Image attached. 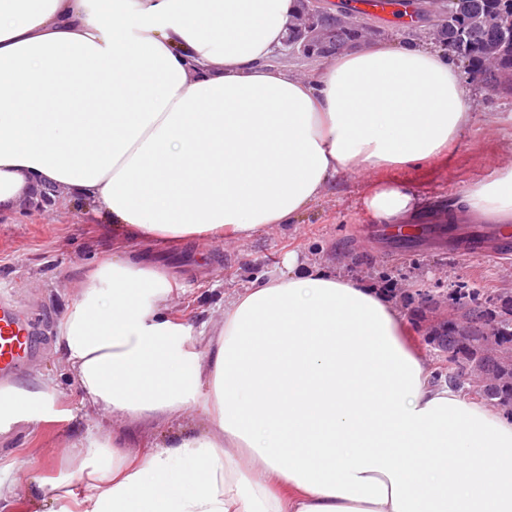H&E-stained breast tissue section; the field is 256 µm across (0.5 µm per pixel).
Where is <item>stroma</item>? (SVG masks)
<instances>
[{
    "mask_svg": "<svg viewBox=\"0 0 512 512\" xmlns=\"http://www.w3.org/2000/svg\"><path fill=\"white\" fill-rule=\"evenodd\" d=\"M477 101L474 121L460 135L448 158L399 173L407 189L426 208L417 225L437 222L435 204L448 202L467 184L512 164V121L491 125L490 112L512 114V98H502L479 81L467 85ZM373 177L347 176L336 190L307 207L297 223L276 226L269 234L227 245L214 239L202 244L160 243L143 254L146 265L167 274L178 299L175 317L214 332L220 307L253 277L283 269L288 254L307 263H324L353 278L376 285L392 280L414 294L405 311L415 340L427 343L429 324L447 320L449 298L459 288L512 298V255L464 254L447 238L384 241L372 232L363 206ZM112 227L93 219L85 204L54 201L19 215L0 216V291L10 294L30 319L38 353L16 375L17 387L45 381L53 398V415L12 425L0 433V456L12 464L17 495L0 502V512H36L28 490L42 484L44 493L65 484L86 493L84 475L60 450L103 433L107 418L89 413L76 386L58 361L54 330L87 275L112 258Z\"/></svg>",
    "mask_w": 512,
    "mask_h": 512,
    "instance_id": "1",
    "label": "stroma"
}]
</instances>
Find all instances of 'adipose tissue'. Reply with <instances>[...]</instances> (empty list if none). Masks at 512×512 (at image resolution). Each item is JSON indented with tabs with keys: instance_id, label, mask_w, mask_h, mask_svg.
<instances>
[{
	"instance_id": "adipose-tissue-1",
	"label": "adipose tissue",
	"mask_w": 512,
	"mask_h": 512,
	"mask_svg": "<svg viewBox=\"0 0 512 512\" xmlns=\"http://www.w3.org/2000/svg\"><path fill=\"white\" fill-rule=\"evenodd\" d=\"M299 0H0V213L45 193L90 206L115 253L82 284L56 351L106 442L66 453L89 479L42 512H512V415L436 382L389 296L284 260L224 305L204 343L168 309L138 244L245 241L291 224L341 176L377 174L373 219L420 210L396 177L473 120L445 47L370 42L295 77L269 60ZM512 222V166L461 188ZM44 387L0 390V431L50 416ZM128 417L175 423L142 455Z\"/></svg>"
}]
</instances>
